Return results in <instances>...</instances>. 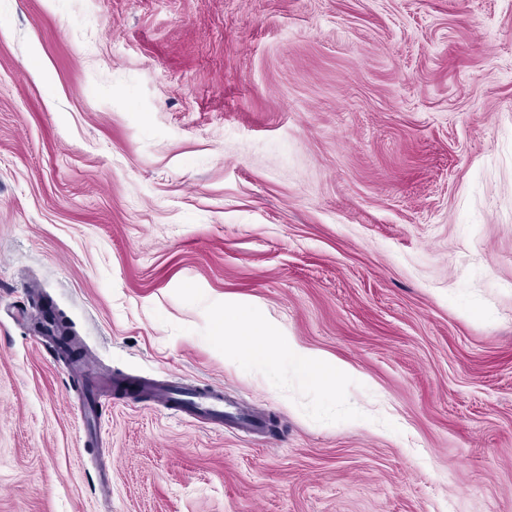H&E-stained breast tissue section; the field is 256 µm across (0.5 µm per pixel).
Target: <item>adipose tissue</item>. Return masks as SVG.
Instances as JSON below:
<instances>
[{
  "label": "adipose tissue",
  "mask_w": 512,
  "mask_h": 512,
  "mask_svg": "<svg viewBox=\"0 0 512 512\" xmlns=\"http://www.w3.org/2000/svg\"><path fill=\"white\" fill-rule=\"evenodd\" d=\"M219 331L224 337L226 353L244 352L257 360H268L280 349H287L289 360L302 376L332 390H339L348 375L345 366L321 360L304 347L295 344L282 347V328L259 318L248 305L225 307Z\"/></svg>",
  "instance_id": "adipose-tissue-1"
}]
</instances>
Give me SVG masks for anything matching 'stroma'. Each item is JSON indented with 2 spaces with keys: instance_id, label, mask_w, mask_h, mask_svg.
Instances as JSON below:
<instances>
[{
  "instance_id": "stroma-1",
  "label": "stroma",
  "mask_w": 512,
  "mask_h": 512,
  "mask_svg": "<svg viewBox=\"0 0 512 512\" xmlns=\"http://www.w3.org/2000/svg\"><path fill=\"white\" fill-rule=\"evenodd\" d=\"M0 512H512V0H0ZM224 335V355L244 352L257 360H269L281 349L283 329L273 322L263 321L247 304L225 305L224 319L219 324ZM239 336H252L242 340ZM288 358L297 371L309 381L335 391L341 388L348 375L345 366L323 361L308 349L291 345L289 339ZM144 389L154 404L163 405L180 417H206L216 427H224L225 420L230 417L243 431L257 432L261 429L260 420L246 410L238 407L235 411L225 410L228 407L222 390L200 391L168 380L157 381Z\"/></svg>"
}]
</instances>
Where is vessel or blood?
Listing matches in <instances>:
<instances>
[{"label":"vessel or blood","mask_w":512,"mask_h":512,"mask_svg":"<svg viewBox=\"0 0 512 512\" xmlns=\"http://www.w3.org/2000/svg\"><path fill=\"white\" fill-rule=\"evenodd\" d=\"M148 398L155 404L165 406L181 417H206L215 426H223L226 419H234L241 430L259 431L260 421L246 410L238 408L228 411L224 393L220 390L200 391L175 381L160 380L146 386Z\"/></svg>","instance_id":"obj_1"}]
</instances>
